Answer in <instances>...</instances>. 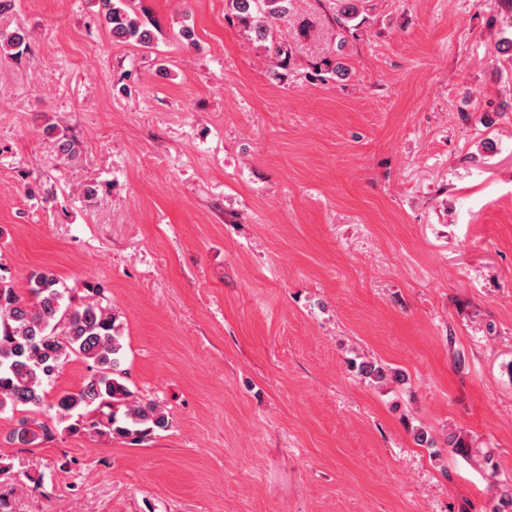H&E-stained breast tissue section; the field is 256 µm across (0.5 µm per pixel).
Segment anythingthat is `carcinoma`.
<instances>
[{"instance_id": "carcinoma-1", "label": "carcinoma", "mask_w": 512, "mask_h": 512, "mask_svg": "<svg viewBox=\"0 0 512 512\" xmlns=\"http://www.w3.org/2000/svg\"><path fill=\"white\" fill-rule=\"evenodd\" d=\"M234 18L252 30L256 39L271 42L280 66L288 67V48L274 39V20L288 12V0H230ZM103 15L112 38L149 47L154 33L131 16L133 0H102ZM359 15L356 0H338L336 25L352 29ZM56 151L79 157L76 143L47 129ZM79 301L65 298L57 275L35 270L21 292L0 291V413L11 410L34 415L10 434V442L35 448L55 434V428L74 436L81 433L119 436L139 442L168 427V416L155 404L134 396L127 386L120 325L102 304L100 287L87 285ZM76 357L91 374L76 391L47 400L46 387L61 362ZM359 373L375 382L398 379V374L374 361ZM52 411L55 426L35 419Z\"/></svg>"}]
</instances>
